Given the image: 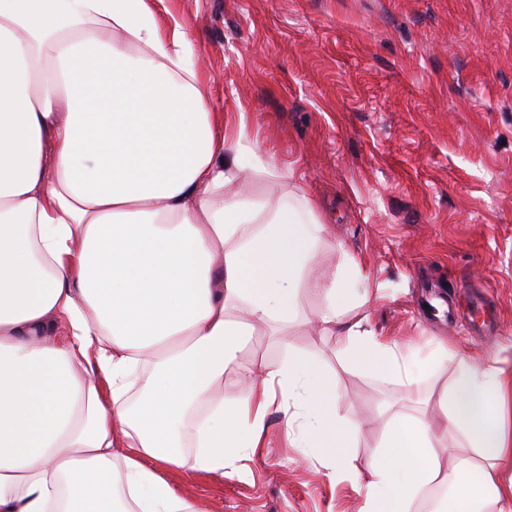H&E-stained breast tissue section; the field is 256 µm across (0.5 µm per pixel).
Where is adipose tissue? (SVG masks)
I'll list each match as a JSON object with an SVG mask.
<instances>
[{"mask_svg":"<svg viewBox=\"0 0 512 512\" xmlns=\"http://www.w3.org/2000/svg\"><path fill=\"white\" fill-rule=\"evenodd\" d=\"M159 0H0V512H197L163 470L242 477L271 412L304 459L355 476L360 429L336 375L288 348L301 291L348 339L356 368L414 373L397 341L345 319L350 273H314L325 227L288 173L235 139L211 105L192 39ZM288 349L240 362L255 329ZM503 368L461 359L443 428L381 415L360 512H512ZM461 433L452 467L441 434Z\"/></svg>","mask_w":512,"mask_h":512,"instance_id":"obj_1","label":"adipose tissue"}]
</instances>
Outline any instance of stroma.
I'll return each instance as SVG.
<instances>
[{
  "label": "stroma",
  "instance_id": "obj_1",
  "mask_svg": "<svg viewBox=\"0 0 512 512\" xmlns=\"http://www.w3.org/2000/svg\"><path fill=\"white\" fill-rule=\"evenodd\" d=\"M159 18L188 29L227 127L246 121L315 204L316 265L367 273L371 300L347 318L407 346L416 377L348 365L345 337L307 327L322 302L304 292L287 346L258 330L242 356H323L337 413L361 424L357 479L304 460L277 413L247 478L165 477L203 512H359L380 410L434 419L471 353L512 371V0H163ZM427 281L454 318L422 307ZM475 286L486 312L470 307ZM488 315L495 328L475 335Z\"/></svg>",
  "mask_w": 512,
  "mask_h": 512
}]
</instances>
